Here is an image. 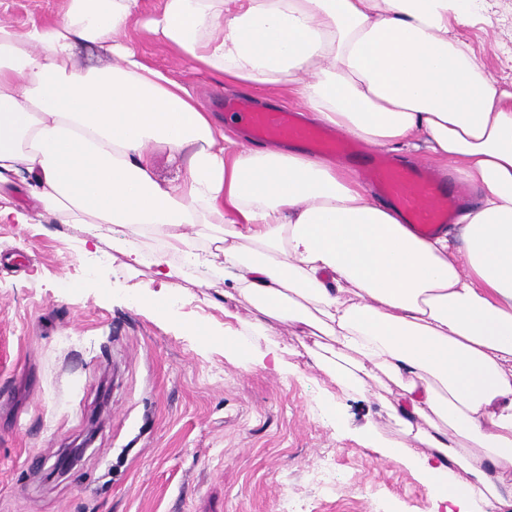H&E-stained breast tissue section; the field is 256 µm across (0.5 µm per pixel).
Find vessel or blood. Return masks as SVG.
<instances>
[{
	"mask_svg": "<svg viewBox=\"0 0 512 512\" xmlns=\"http://www.w3.org/2000/svg\"><path fill=\"white\" fill-rule=\"evenodd\" d=\"M225 109L237 116L255 139L298 144L315 154L355 161L363 180L417 236L428 238L444 232L465 203L460 187L448 185L427 166L372 152L339 138L335 131L304 121L298 112L257 109L245 100L228 103Z\"/></svg>",
	"mask_w": 512,
	"mask_h": 512,
	"instance_id": "obj_1",
	"label": "vessel or blood"
}]
</instances>
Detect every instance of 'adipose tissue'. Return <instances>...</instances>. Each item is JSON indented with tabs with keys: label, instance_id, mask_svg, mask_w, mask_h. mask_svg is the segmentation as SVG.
Masks as SVG:
<instances>
[{
	"label": "adipose tissue",
	"instance_id": "1",
	"mask_svg": "<svg viewBox=\"0 0 512 512\" xmlns=\"http://www.w3.org/2000/svg\"><path fill=\"white\" fill-rule=\"evenodd\" d=\"M482 0H160L145 27L224 85L287 89L316 120L395 151L426 143L475 202L414 235L341 166L232 138L167 71L121 41L139 0H68L46 24L0 20V223L49 214L101 240L160 236L288 324L312 367L380 402L409 462L456 512L512 507V91L451 35ZM110 53L82 69L76 45ZM161 147L181 173L155 171ZM24 186L27 212L8 204ZM211 230L200 246L197 226Z\"/></svg>",
	"mask_w": 512,
	"mask_h": 512
}]
</instances>
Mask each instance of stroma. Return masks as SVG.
Masks as SVG:
<instances>
[{"label":"stroma","instance_id":"stroma-1","mask_svg":"<svg viewBox=\"0 0 512 512\" xmlns=\"http://www.w3.org/2000/svg\"><path fill=\"white\" fill-rule=\"evenodd\" d=\"M484 6L452 31L512 90V0ZM65 7L0 0V18L43 24ZM128 37L211 108L230 98L140 25ZM83 240L80 225L50 215L0 223V512H431L424 478L379 460L371 433L392 423L376 400L339 393L300 356L260 366L272 344L296 345L290 327L225 341L249 306L225 297L224 283L203 287L201 272L170 288L149 269L131 274L109 242L87 249ZM107 378L93 447L48 480ZM327 457L336 468L328 489Z\"/></svg>","mask_w":512,"mask_h":512}]
</instances>
